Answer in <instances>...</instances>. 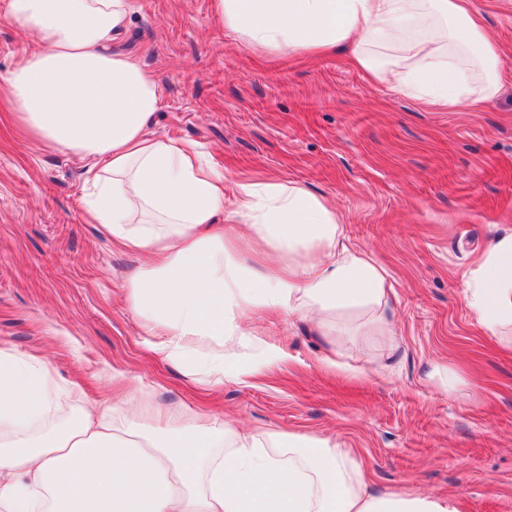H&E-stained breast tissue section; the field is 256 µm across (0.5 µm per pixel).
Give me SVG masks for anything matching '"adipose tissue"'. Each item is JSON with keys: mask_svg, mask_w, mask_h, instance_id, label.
Instances as JSON below:
<instances>
[{"mask_svg": "<svg viewBox=\"0 0 512 512\" xmlns=\"http://www.w3.org/2000/svg\"><path fill=\"white\" fill-rule=\"evenodd\" d=\"M226 32L291 54H345L367 77L438 111L493 100L502 57L470 0H213ZM36 52L0 78L14 118L45 148L87 163L85 223L145 256L123 288L153 350L213 391L284 358L255 311L298 317L330 339L319 358L394 341L389 274L350 248L323 199L290 180L236 185L200 145L150 136L158 81L116 44L132 0H0ZM478 322L512 345V232L465 281ZM217 346L201 351L199 342ZM62 392L44 357L0 346V512H460L458 500L376 491L330 440L241 429L216 415L145 419L136 393L88 398L56 424Z\"/></svg>", "mask_w": 512, "mask_h": 512, "instance_id": "ef3b65f1", "label": "adipose tissue"}]
</instances>
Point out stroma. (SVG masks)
<instances>
[{"label": "stroma", "instance_id": "stroma-1", "mask_svg": "<svg viewBox=\"0 0 512 512\" xmlns=\"http://www.w3.org/2000/svg\"><path fill=\"white\" fill-rule=\"evenodd\" d=\"M472 2L502 52L500 93L478 111L430 112L343 55L250 47L212 0H133L119 48L158 79L149 134L202 145L226 198L244 178L288 179L331 202L349 245L393 288L395 353L377 336L333 372L319 363L326 337L258 314L255 329L288 356L226 382L215 402L150 351L121 288L144 260L84 223V161L31 140L0 100V345L52 362L60 418L110 395L111 377H133L144 405L172 419L212 410L250 430L327 438L378 490L512 512V347L477 322L462 288L490 237L512 231V0ZM361 365L373 374L353 375ZM439 365L454 390L433 376ZM74 380L80 391H68Z\"/></svg>", "mask_w": 512, "mask_h": 512}]
</instances>
